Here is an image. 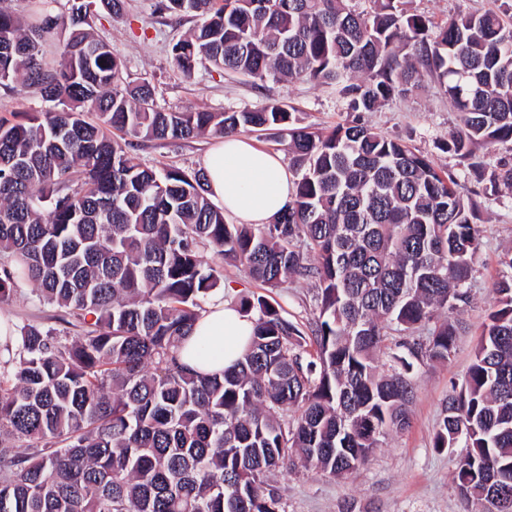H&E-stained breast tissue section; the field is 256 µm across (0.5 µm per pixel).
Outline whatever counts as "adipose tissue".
<instances>
[{"mask_svg":"<svg viewBox=\"0 0 512 512\" xmlns=\"http://www.w3.org/2000/svg\"><path fill=\"white\" fill-rule=\"evenodd\" d=\"M211 201L240 224H269L287 206L293 177L282 154L254 145L235 134L218 139L204 160ZM253 324L224 301L213 297L197 322L180 359L201 374H222L241 359Z\"/></svg>","mask_w":512,"mask_h":512,"instance_id":"adipose-tissue-1","label":"adipose tissue"}]
</instances>
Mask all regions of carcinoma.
Instances as JSON below:
<instances>
[{
  "label": "carcinoma",
  "instance_id": "1",
  "mask_svg": "<svg viewBox=\"0 0 512 512\" xmlns=\"http://www.w3.org/2000/svg\"><path fill=\"white\" fill-rule=\"evenodd\" d=\"M155 0L196 25L173 48L183 77L207 62L264 87L302 78L357 113L327 132L273 102L224 112L166 111L126 79L90 17L125 0H79L67 18L38 0L28 18L0 6V85L45 109L0 118V301L21 283L64 308V326L26 324L0 345V512H286L275 469L334 476L366 464L408 425L414 363L446 362L481 241L471 191L360 114L428 77L459 124L442 149L484 192L512 188V157L486 173L476 149L512 141V16L444 24L407 0ZM61 29L63 50L43 43ZM277 130L295 190L267 225L227 224L204 170L147 167L130 138ZM266 287L234 307L253 323L243 358L220 377L185 366L181 346L220 285L202 249ZM290 277L316 289L312 336L271 292ZM493 288L467 376L451 386L433 447L461 443L455 482L470 512H512V274ZM426 328L422 341L414 333ZM398 366L381 373L387 331Z\"/></svg>",
  "mask_w": 512,
  "mask_h": 512
}]
</instances>
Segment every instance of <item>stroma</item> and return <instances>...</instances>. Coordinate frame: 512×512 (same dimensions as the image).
<instances>
[{
    "mask_svg": "<svg viewBox=\"0 0 512 512\" xmlns=\"http://www.w3.org/2000/svg\"><path fill=\"white\" fill-rule=\"evenodd\" d=\"M408 6L439 23L458 12L476 9L512 14V0H408ZM193 26L189 18L158 17L153 12V0H127L122 14L102 11L92 20L95 33L120 56L130 79L149 81L157 105L166 110L221 112L257 108L277 100L294 108L301 125L317 130L327 131L350 120L351 114L334 88L306 80L259 88L246 77L207 64L198 66L194 77L184 78L173 64L172 47L188 36ZM362 119L377 131L404 140L439 167L452 170L476 195L481 248L467 284L469 300L447 314L449 321L463 322L466 330L458 336L450 361L416 367L409 426L390 432L365 465L344 476L311 467L278 470L270 480L283 489L287 512H341L347 503L353 504L355 512H465L454 482L456 463L465 450L459 446L435 449L432 438L451 386L464 381L482 326L496 306L493 283L501 270L499 260L512 251V189L492 196L484 194L481 184L469 180L466 162L438 149L439 140L455 126L457 114L431 81H424L408 97L364 113ZM213 142L210 136L176 142L135 139L128 151L133 162L144 166L170 165L191 171L202 168L204 154ZM203 256L220 273L218 292L226 302L263 292V285L240 264L209 249ZM33 289V284H23L9 301L0 302V315L13 319L19 327L27 323L59 327L63 310L40 303ZM274 298L286 317L303 333H310L315 317L310 282L288 279Z\"/></svg>",
    "mask_w": 512,
    "mask_h": 512,
    "instance_id": "obj_1",
    "label": "stroma"
}]
</instances>
